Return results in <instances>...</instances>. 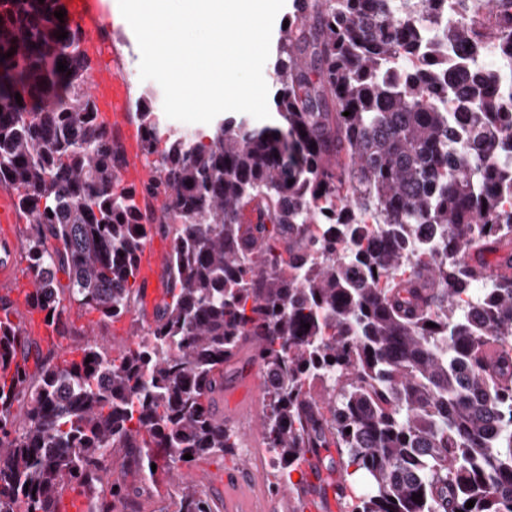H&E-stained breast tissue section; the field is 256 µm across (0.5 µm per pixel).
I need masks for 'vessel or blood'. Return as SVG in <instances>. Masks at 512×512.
<instances>
[{"label": "vessel or blood", "mask_w": 512, "mask_h": 512, "mask_svg": "<svg viewBox=\"0 0 512 512\" xmlns=\"http://www.w3.org/2000/svg\"><path fill=\"white\" fill-rule=\"evenodd\" d=\"M101 14L99 0H70V22L80 25L84 45L96 60L88 92L96 99L101 117L111 127L114 142L125 156L122 182L136 189L140 210L157 224L165 215L164 201L149 191L153 172L142 153L141 132L128 106L130 89L120 77L122 53L108 37ZM20 250L16 233L0 234V286L13 289L17 303L22 305L31 283L18 276ZM167 266V244L148 238L138 254L140 298L146 311H156L168 300ZM302 469L306 474L301 493L303 512H337V492L342 481L338 471L326 467L324 450L308 451Z\"/></svg>", "instance_id": "1"}]
</instances>
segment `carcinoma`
Wrapping results in <instances>:
<instances>
[{"mask_svg": "<svg viewBox=\"0 0 512 512\" xmlns=\"http://www.w3.org/2000/svg\"><path fill=\"white\" fill-rule=\"evenodd\" d=\"M467 3L294 0L274 65L285 132L222 117L208 141L170 136L160 150L142 106L151 191L173 220L157 225L118 179L124 156L85 90L92 58L54 16L65 4L0 0V185L27 219L29 306L58 337L75 333L74 309L121 320L152 233L172 238L174 285L148 339L132 327L116 356L94 339L54 344L36 382L37 341L0 334V512H53L67 481L88 512H140L120 482L99 491L112 456L152 480L186 454L237 447L214 394L248 336L277 484L305 449L334 445L343 476L371 479L352 512H512V353L484 360L490 343L512 348V277L452 258L458 236L480 257L512 236V112L488 70L457 89L444 54L491 48L512 65V0ZM363 212L375 223H353ZM345 242L355 278L336 259ZM402 267L438 287L419 298ZM170 505L218 512L188 483Z\"/></svg>", "mask_w": 512, "mask_h": 512, "instance_id": "carcinoma-1", "label": "carcinoma"}]
</instances>
